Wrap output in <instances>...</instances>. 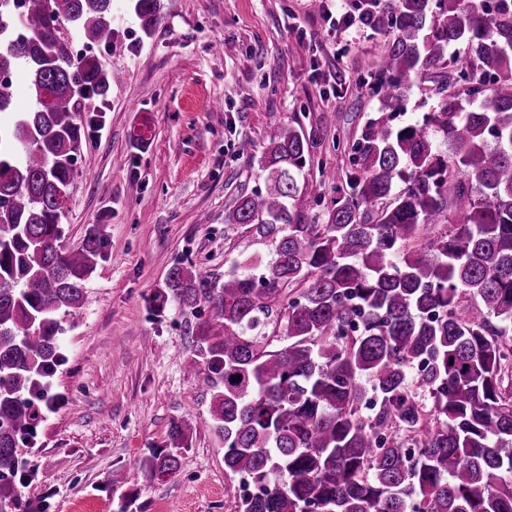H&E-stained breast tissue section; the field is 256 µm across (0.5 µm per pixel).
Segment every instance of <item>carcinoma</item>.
Instances as JSON below:
<instances>
[{"label":"carcinoma","instance_id":"carcinoma-1","mask_svg":"<svg viewBox=\"0 0 512 512\" xmlns=\"http://www.w3.org/2000/svg\"><path fill=\"white\" fill-rule=\"evenodd\" d=\"M132 7L157 24V0ZM360 19L383 36L368 70L383 109L331 206L307 208L305 136L269 126L261 153L238 147L264 188L224 212L267 258L239 252L222 281L179 263L153 306L208 311L187 365L211 389L225 472L254 488L236 512H512V0H368ZM68 30L122 50L112 0H0V75L25 68L32 101L0 88V490L36 401L55 400L57 315L106 256L98 224L75 249L62 239L82 101L112 86ZM457 45L463 91L397 126L402 81L442 73ZM190 430L172 421L138 467L177 472Z\"/></svg>","mask_w":512,"mask_h":512}]
</instances>
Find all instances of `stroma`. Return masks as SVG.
<instances>
[{"instance_id": "stroma-1", "label": "stroma", "mask_w": 512, "mask_h": 512, "mask_svg": "<svg viewBox=\"0 0 512 512\" xmlns=\"http://www.w3.org/2000/svg\"><path fill=\"white\" fill-rule=\"evenodd\" d=\"M145 32L131 0H113L114 54L96 47L112 73L105 101L85 113L103 121L87 138L67 189L64 242L79 245L103 225L108 256L85 284L75 314L60 318L64 359L50 379L60 398L41 415L34 440L16 450L26 478L0 512H234L237 481L224 474V446L210 420L211 391L185 360L202 313L156 312L151 297L169 269L193 262L223 276L242 231L224 211L262 187L239 155L280 124L303 134L322 205L352 165V147L380 108L366 63L383 40L367 27L334 39L311 0H159ZM439 85L409 80L396 122L431 111ZM190 417L191 446L164 481L137 462L165 443L172 420ZM119 478V491L107 483Z\"/></svg>"}]
</instances>
